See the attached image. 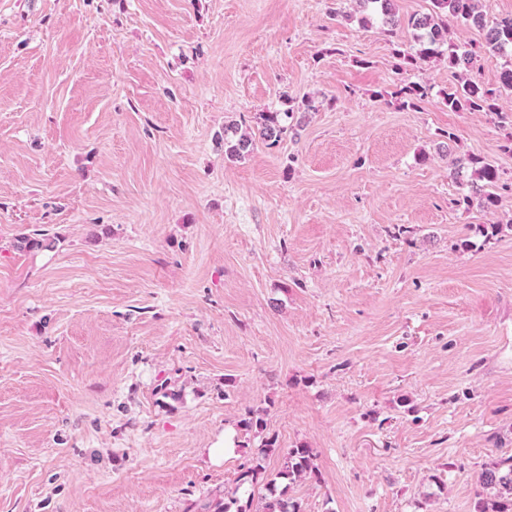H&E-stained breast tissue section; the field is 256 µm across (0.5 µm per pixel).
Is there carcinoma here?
Instances as JSON below:
<instances>
[{
    "label": "carcinoma",
    "mask_w": 512,
    "mask_h": 512,
    "mask_svg": "<svg viewBox=\"0 0 512 512\" xmlns=\"http://www.w3.org/2000/svg\"><path fill=\"white\" fill-rule=\"evenodd\" d=\"M372 5V13L383 27L384 33L393 38V57L395 67L402 72L419 60L437 57L448 58V68L468 71L474 67L479 53L493 51L512 53V18H503L486 26L485 15L479 9L480 0H431L432 13L411 17L408 25L416 31L417 48L410 52L398 43L399 31L403 22L397 16L394 0H364ZM451 17L463 23H471L486 29L484 43L470 48H462L448 39V27L445 19ZM504 91L512 92V68L503 72L501 88L495 89L482 82L466 78L462 83L448 88L443 93L444 104L450 112H497V96ZM397 94L408 106H415L426 96V91L416 84L400 87ZM292 117L291 112H264L260 115L256 133L252 136H236L230 127L224 129V147L227 156L232 159L243 157L254 148L256 140L269 145L277 144L287 132L285 120ZM473 180H464V165L452 163L451 175L461 187L454 204L467 210L472 204L473 192L483 193L484 204L492 206L497 202L491 189L497 186L499 176L494 166L477 158H470ZM275 441L266 440L254 464L241 471L238 482L252 485L257 482L264 467L261 461L275 453ZM314 475L312 451L309 448H290L284 454L281 467L274 477L265 483L266 494L260 498L256 512H301V504L290 495L292 485ZM480 490L475 493L474 512H512V456L501 458L488 464L478 477ZM253 498L239 504V499L231 497L213 505V512H249Z\"/></svg>",
    "instance_id": "cac0c4a2"
}]
</instances>
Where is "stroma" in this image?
Segmentation results:
<instances>
[{"label":"stroma","instance_id":"obj_1","mask_svg":"<svg viewBox=\"0 0 512 512\" xmlns=\"http://www.w3.org/2000/svg\"><path fill=\"white\" fill-rule=\"evenodd\" d=\"M367 14L0 0V512H205L269 438L270 476L313 450L302 512H473L512 456V125ZM468 156L494 206H453ZM292 112H263L256 126L253 136L236 137V130L232 127L224 128V147L227 156L232 159L243 157L254 148L256 138L268 145L277 144L287 132L285 119L292 117ZM470 163L472 165V174L471 176L475 179V181H479L482 185L473 182L472 180H467L466 182L463 179L464 165L459 163L458 160L452 163L451 175L456 183L461 187V191L458 193L457 197L453 200L456 207L459 209L469 210V208L473 204L471 192H483L484 204L487 207L495 205L497 202V195L494 192H491L489 189H492L497 186L499 181V176L497 170L494 166L489 163H485L483 161H479L477 158H470ZM476 184V185H475ZM467 189V191H466Z\"/></svg>","mask_w":512,"mask_h":512}]
</instances>
